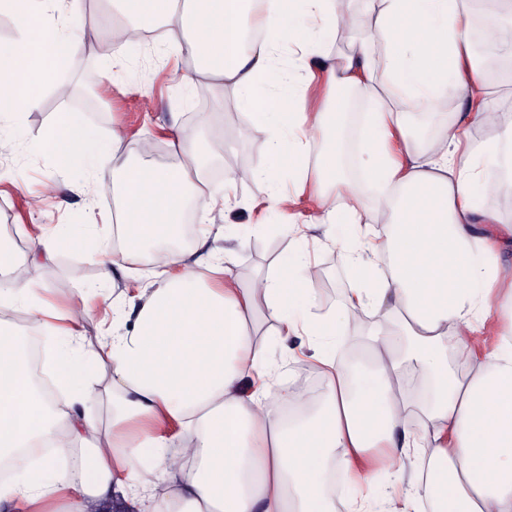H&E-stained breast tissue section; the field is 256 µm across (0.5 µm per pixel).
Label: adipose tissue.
Wrapping results in <instances>:
<instances>
[{"label": "adipose tissue", "instance_id": "1", "mask_svg": "<svg viewBox=\"0 0 512 512\" xmlns=\"http://www.w3.org/2000/svg\"><path fill=\"white\" fill-rule=\"evenodd\" d=\"M58 0H0L17 39L0 41V112L39 104L44 84L68 99L54 75L78 44L51 32L44 19ZM118 0L130 24L113 29L123 45L143 42V21L188 32L182 47L197 71L230 85L262 135L271 159L288 158L296 194L311 192L310 223L356 273L340 312L318 316L313 285L320 271L304 250L278 261L276 272L249 284L230 278L234 252L194 254L173 249L189 201L202 210L230 205L229 194H203L191 177L200 162L192 135L171 142L172 163L140 161L122 148L124 135L103 137L78 112L47 128L45 146L66 172L112 170L119 210L120 251L105 255L101 278L129 258L152 265L146 286L112 303V333L84 348L81 316L50 309L27 277L24 261L0 243V461L20 471L0 483L8 512H98L121 493L128 512H336L328 488L332 469L351 474L369 449H382L386 498L401 512H512V338L476 357V321L492 316L512 325V263L497 255L512 237L489 204L502 177L512 176V124L502 125L484 74L492 59L471 50L467 0ZM261 39H245L247 28ZM363 28L343 55L331 54L324 33ZM297 57L279 73L276 51ZM388 78L379 94L377 73ZM325 78L329 93L316 108L305 90ZM279 80V93L258 98L256 87ZM368 104L360 166L378 201L366 210L336 147L347 113L342 92ZM427 115L439 137L419 146L401 100ZM457 101L449 112V101ZM501 127L492 141H470V128ZM386 228L376 242L371 225ZM136 312L125 328L126 308ZM28 323L56 332L61 344L47 358L61 395L48 406L30 362L8 330L16 310ZM375 320L372 367L351 385L349 366L333 355L340 329ZM276 321L280 336H305L324 367L327 397L314 413L290 417L307 391L272 386L267 353L257 348L259 317ZM429 387L420 432L408 387L412 366ZM107 367L103 392L95 368ZM107 401L111 429L91 409ZM181 430L169 436L166 428ZM47 449L31 459L28 449ZM428 458L406 472L403 457Z\"/></svg>", "mask_w": 512, "mask_h": 512}]
</instances>
